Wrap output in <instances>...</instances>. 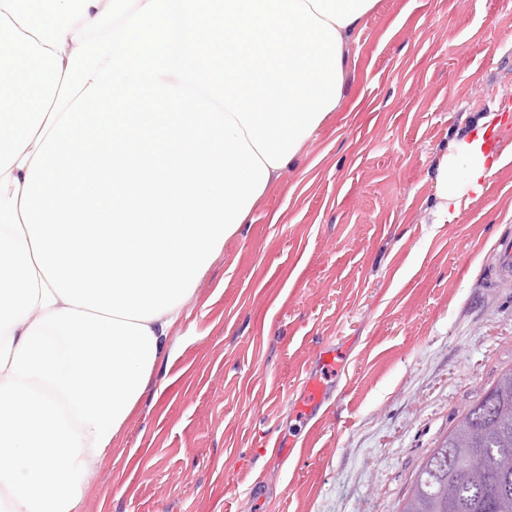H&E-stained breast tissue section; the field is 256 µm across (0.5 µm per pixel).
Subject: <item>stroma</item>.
<instances>
[{"label": "stroma", "mask_w": 512, "mask_h": 512, "mask_svg": "<svg viewBox=\"0 0 512 512\" xmlns=\"http://www.w3.org/2000/svg\"><path fill=\"white\" fill-rule=\"evenodd\" d=\"M491 112L511 150L512 0H378L338 108L200 280L80 512H396L512 366V281L480 274L512 235V159L458 220L432 221L437 159ZM336 347L347 357L303 418Z\"/></svg>", "instance_id": "stroma-1"}]
</instances>
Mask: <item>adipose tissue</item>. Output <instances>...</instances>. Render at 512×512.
<instances>
[{"instance_id":"obj_1","label":"adipose tissue","mask_w":512,"mask_h":512,"mask_svg":"<svg viewBox=\"0 0 512 512\" xmlns=\"http://www.w3.org/2000/svg\"><path fill=\"white\" fill-rule=\"evenodd\" d=\"M378 0H0V512H79ZM437 166L434 221L491 174Z\"/></svg>"}]
</instances>
